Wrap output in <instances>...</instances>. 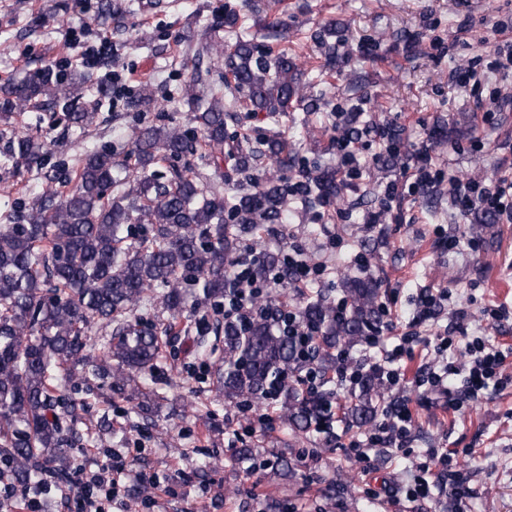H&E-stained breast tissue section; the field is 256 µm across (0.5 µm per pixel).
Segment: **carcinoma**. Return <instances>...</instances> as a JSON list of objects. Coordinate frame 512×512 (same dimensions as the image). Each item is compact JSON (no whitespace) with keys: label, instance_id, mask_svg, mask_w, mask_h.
I'll return each instance as SVG.
<instances>
[{"label":"carcinoma","instance_id":"cac0c4a2","mask_svg":"<svg viewBox=\"0 0 512 512\" xmlns=\"http://www.w3.org/2000/svg\"><path fill=\"white\" fill-rule=\"evenodd\" d=\"M223 28L239 29L228 50L212 36ZM186 52L198 60L224 61L222 82L194 78L183 91L191 129L144 127L121 161L88 150L76 161L73 185L48 186L0 224V463L16 485L31 486L46 465L66 473L67 449L91 446L92 434L78 428L83 402L67 396L66 385L79 381L90 392L98 380L99 389L111 394L129 387L136 413L152 412L166 388L144 387L140 378L162 371L176 324L202 304L221 306L228 268L250 232L248 223L287 220V180L271 177L225 192L208 170L251 172L262 154L293 168V152L281 135L229 143L224 113L226 89L237 108L273 120L292 108L312 111L293 58L286 52L269 57L232 7L189 42ZM88 82L85 73L65 75L48 66L1 84L0 99L7 114L61 103L68 109L65 120L82 132L96 118V111L75 107ZM46 153L47 145L29 135L13 142L21 162L38 163ZM188 156L198 164L170 166ZM341 191L336 168L327 165L311 177L308 194L313 201H332ZM229 215L237 226L225 223ZM277 267L281 286H288L292 275L275 253H261L252 272L264 279ZM346 291L350 313L342 320L318 290L301 308L322 328L305 362L268 317L243 330L216 320L213 332L223 337L222 345L197 347L209 358L220 352L213 384L224 401H261L273 392L294 428L320 424L330 393L310 395L289 378L309 364L331 380L338 347L359 341L381 318L372 282L355 280ZM148 304L159 306L167 321L145 322L138 311ZM99 322L111 334L92 344L88 330ZM376 396L378 384L366 379L344 412L349 425L375 419Z\"/></svg>","mask_w":512,"mask_h":512}]
</instances>
